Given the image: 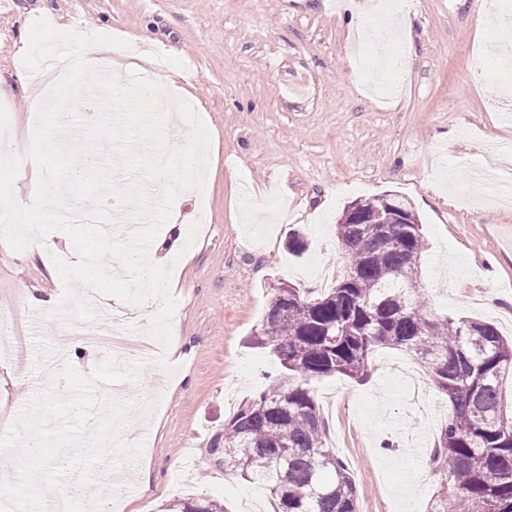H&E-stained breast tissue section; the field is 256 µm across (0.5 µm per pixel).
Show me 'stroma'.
Wrapping results in <instances>:
<instances>
[{
	"instance_id": "35a3bbf8",
	"label": "stroma",
	"mask_w": 512,
	"mask_h": 512,
	"mask_svg": "<svg viewBox=\"0 0 512 512\" xmlns=\"http://www.w3.org/2000/svg\"><path fill=\"white\" fill-rule=\"evenodd\" d=\"M349 0H0V141L28 150L33 80L21 44L45 17L60 31L102 33L132 45L112 71L159 70L186 77L218 136L217 163L203 191L175 201L182 225L205 226L175 262L177 300L166 351L177 370L145 360L129 391L140 406L127 432L148 430L139 459L97 471L93 489L114 494L106 512H163L177 497L223 501L240 512L256 496L257 512H274L264 489L210 461L212 436L238 406L277 372L249 340L273 287L311 295L334 288L347 259L336 226L350 202L393 191L405 195L423 226L427 249L419 294L436 313L493 323L512 339V263L490 224H512V186L485 184L495 156L512 182V112L488 105L474 54L497 62L495 46L512 15L494 0H404L411 69L387 68ZM308 248L288 253L292 230ZM63 282L46 256L14 251L0 238V434L40 385L43 361L68 355L91 374L106 348L68 352L61 317L31 308L28 293L61 298ZM411 355L379 349L368 377L336 374L313 381L336 451L357 482L359 512H429L437 494L430 467L448 402L430 391L419 414L397 366ZM157 402L153 417L142 406Z\"/></svg>"
}]
</instances>
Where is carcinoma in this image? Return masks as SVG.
Here are the masks:
<instances>
[{"instance_id":"cac0c4a2","label":"carcinoma","mask_w":512,"mask_h":512,"mask_svg":"<svg viewBox=\"0 0 512 512\" xmlns=\"http://www.w3.org/2000/svg\"><path fill=\"white\" fill-rule=\"evenodd\" d=\"M406 223L379 224L388 205ZM365 217L340 223L336 236L353 275L309 297L274 288L253 344L280 372L224 420L211 460L247 482H260L275 512H358L357 487L326 444V424L310 382L336 373L361 381L382 347L416 357L451 402L433 455L440 482L431 512H512V415L501 382L512 376V341L488 322L439 317L411 298L426 240L411 202L397 193L350 204ZM451 510H445L446 504ZM166 512H227L189 497Z\"/></svg>"}]
</instances>
